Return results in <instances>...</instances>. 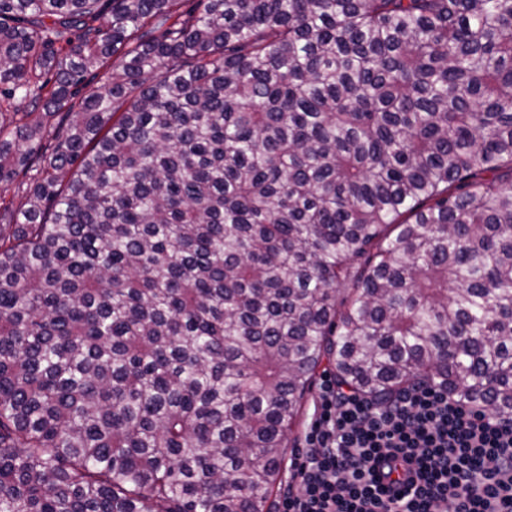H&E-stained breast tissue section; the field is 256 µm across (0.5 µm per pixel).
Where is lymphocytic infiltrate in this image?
<instances>
[{
	"label": "lymphocytic infiltrate",
	"mask_w": 512,
	"mask_h": 512,
	"mask_svg": "<svg viewBox=\"0 0 512 512\" xmlns=\"http://www.w3.org/2000/svg\"><path fill=\"white\" fill-rule=\"evenodd\" d=\"M282 512H512V417L416 384L384 405L326 378Z\"/></svg>",
	"instance_id": "1"
}]
</instances>
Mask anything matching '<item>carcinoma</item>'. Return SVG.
<instances>
[{
  "mask_svg": "<svg viewBox=\"0 0 512 512\" xmlns=\"http://www.w3.org/2000/svg\"><path fill=\"white\" fill-rule=\"evenodd\" d=\"M20 175L0 512H271L324 362L512 416V0H0Z\"/></svg>",
  "mask_w": 512,
  "mask_h": 512,
  "instance_id": "obj_1",
  "label": "carcinoma"
}]
</instances>
